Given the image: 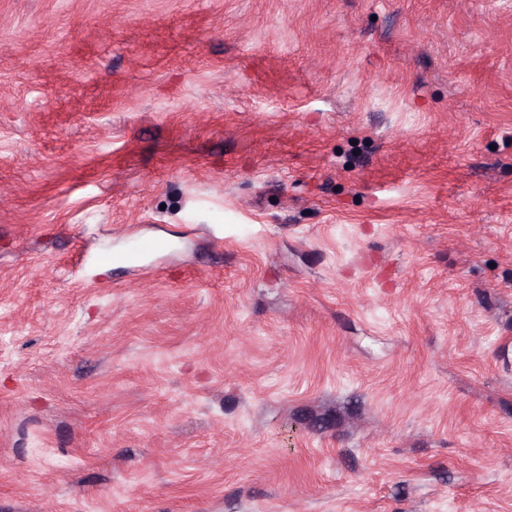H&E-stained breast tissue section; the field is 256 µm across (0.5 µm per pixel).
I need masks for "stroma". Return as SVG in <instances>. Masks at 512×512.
<instances>
[{"label":"stroma","mask_w":512,"mask_h":512,"mask_svg":"<svg viewBox=\"0 0 512 512\" xmlns=\"http://www.w3.org/2000/svg\"><path fill=\"white\" fill-rule=\"evenodd\" d=\"M0 512H512V0H0Z\"/></svg>","instance_id":"obj_1"}]
</instances>
